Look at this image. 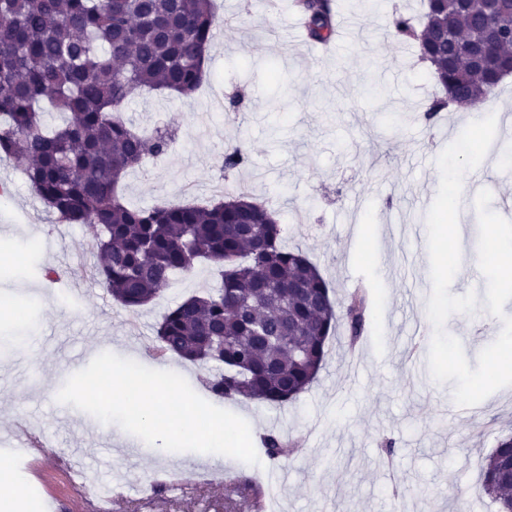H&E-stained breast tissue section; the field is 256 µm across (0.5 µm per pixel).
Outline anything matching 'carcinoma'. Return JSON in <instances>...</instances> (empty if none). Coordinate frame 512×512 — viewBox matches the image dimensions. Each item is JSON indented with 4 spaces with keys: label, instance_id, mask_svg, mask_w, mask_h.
<instances>
[{
    "label": "carcinoma",
    "instance_id": "obj_1",
    "mask_svg": "<svg viewBox=\"0 0 512 512\" xmlns=\"http://www.w3.org/2000/svg\"><path fill=\"white\" fill-rule=\"evenodd\" d=\"M308 40H334V0H293ZM413 18L396 13L399 38L414 36L421 60L445 92L425 112L450 105L479 110L512 70V13L483 66L468 62L466 44L485 26L481 0H423ZM216 29L213 0H0V161L22 167L55 220L89 224L98 239L96 281L125 307L149 303L177 272L213 263L221 286L170 308L156 349L214 371L217 397L282 404L317 378L327 342L342 326L353 346L365 331L370 297L363 287L338 308L319 268L282 244L276 211L247 191L205 205L128 206L121 183L129 170L167 155V125L138 130L120 115L133 98L164 90L190 99L207 78L205 52ZM63 114L47 127L42 111ZM248 151L224 150L222 169L246 166ZM273 462L287 441L261 439ZM498 512H512V434H501L481 471Z\"/></svg>",
    "mask_w": 512,
    "mask_h": 512
}]
</instances>
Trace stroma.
I'll use <instances>...</instances> for the list:
<instances>
[{
  "label": "stroma",
  "instance_id": "35a3bbf8",
  "mask_svg": "<svg viewBox=\"0 0 512 512\" xmlns=\"http://www.w3.org/2000/svg\"><path fill=\"white\" fill-rule=\"evenodd\" d=\"M217 4L222 24L209 51L210 76L194 101L154 91L125 108L134 126L171 122L177 133L165 157L125 176L123 197L142 208L203 204L217 179L231 189L247 183L253 199L278 211L284 245L318 266L333 299L366 286L371 314L357 345L334 336L316 382L280 406L211 395L208 370L175 356L174 372L251 429L294 443L280 463L288 482L278 512H497L478 477L497 435L512 428V387L452 417L454 384L435 383L428 368L434 328L426 312V215L440 182L435 160L463 131L466 112H442L444 130L422 119L443 91L414 45L391 29L394 13L419 15L421 0H336L338 17L352 25L330 55L288 25L292 0ZM495 139L499 149L466 178L490 190L491 209L512 221V164L498 158L512 146V125L498 126ZM240 144L249 166L224 174L225 148ZM0 178L9 187L0 193V255H28L21 265L0 258V458L19 451L12 436L19 418L46 442L32 470L13 482L21 512H83V481L118 479L125 493L111 512H231L246 481L271 469L269 460L239 461L215 478L206 461L189 465L148 452L119 425L56 400L68 377L104 351L157 368L159 323L175 304L217 287L215 266L199 262L147 305L124 308L93 277V229L57 222L16 165L0 161ZM462 198L468 221L450 292H476L478 302L474 314H453L444 329L473 365L502 323L486 308L475 196L466 190ZM47 268L74 272L77 291L47 281ZM38 289L42 299H32ZM389 439L396 442L390 462L379 453ZM78 448L85 451L76 456L79 476L60 471L58 459ZM159 466L189 470V481L142 501L137 478Z\"/></svg>",
  "mask_w": 512,
  "mask_h": 512
}]
</instances>
